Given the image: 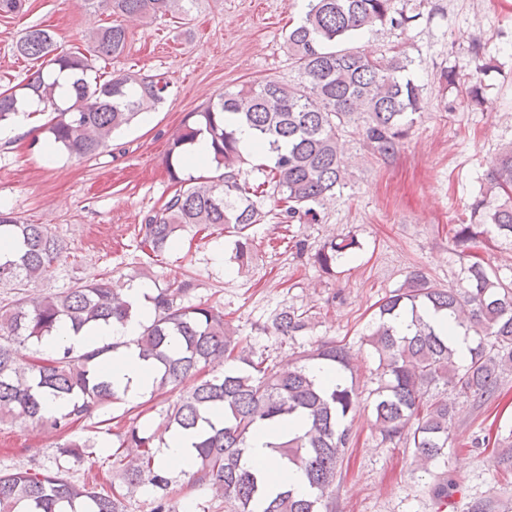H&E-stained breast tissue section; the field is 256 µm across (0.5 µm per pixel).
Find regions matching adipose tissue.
I'll return each mask as SVG.
<instances>
[{"instance_id": "adipose-tissue-1", "label": "adipose tissue", "mask_w": 512, "mask_h": 512, "mask_svg": "<svg viewBox=\"0 0 512 512\" xmlns=\"http://www.w3.org/2000/svg\"><path fill=\"white\" fill-rule=\"evenodd\" d=\"M154 286L147 281L135 283L127 289L125 298L133 307V314L128 321L99 323L98 325L77 333L70 327H60L54 338L44 344L45 352L51 353L61 345H71L75 349L85 350L100 347L114 341H121L122 346L111 351L105 366V373L126 403H140L153 388L154 370L140 359L136 347L131 341L138 336L140 324L151 312L148 297ZM270 433L267 429H259L252 440V448L247 464L258 477L263 478L276 487H292L297 491H305L304 477L297 469L289 467L279 455L268 446Z\"/></svg>"}]
</instances>
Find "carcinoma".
<instances>
[{
  "mask_svg": "<svg viewBox=\"0 0 512 512\" xmlns=\"http://www.w3.org/2000/svg\"><path fill=\"white\" fill-rule=\"evenodd\" d=\"M112 15L168 14L187 16L197 0H88ZM409 20L395 0H308L304 17L288 33V54L298 82L276 79L246 82L226 91L200 112L190 113L173 135L168 149V174L174 194L141 226L140 247L159 257L189 225L224 227L233 238L237 273L249 270L250 229L265 213L257 199L272 194L283 204L275 218L282 224H314L318 208L336 199L347 185L348 165L341 146L344 129L361 122L373 153L394 155L408 139L421 112L423 89L407 77L412 60L405 53L371 55L349 46L378 26L399 27ZM129 34L120 23L101 26L91 35V55L56 52L53 35L36 26L16 42L22 57L38 69L20 86L0 88V123L10 121L17 104L34 98L50 114L42 125L49 139L69 155L88 157L108 146L114 132L139 114L154 110L164 99L168 82L159 74L117 75L89 80L92 59L121 56ZM67 73L70 91L62 96L59 76ZM246 126L267 155L264 180L245 177L246 155L236 128ZM200 135L210 137L212 163L220 174H184L187 146ZM512 246V143L502 148L498 166L480 194L450 228L453 243L472 258L455 287L443 288L418 269L383 297L363 341L375 361L374 427L382 441L412 449L415 461L428 466L448 456L455 407L444 392L453 390L479 406L495 395L502 375L512 372V281L504 282L474 249L487 243L488 229ZM9 234L17 250L0 257V286L27 288L47 272L65 250L51 228L24 224L0 211V235ZM358 248L355 238L323 243L312 255L315 265L331 273ZM188 276L155 289L153 316L132 340L139 356L155 368V389L194 385L166 411L161 433H150L137 418L119 435L120 447L136 448L134 456L112 453L110 491L97 490L86 478L71 480L34 469L0 473V512H124L129 494L142 487L153 492L150 512H171L170 471L157 458L170 429L194 430L191 459L193 482L211 490L225 512H333L332 492L341 476L340 464L352 444L348 416L360 407L351 355L344 344L322 341L299 353L295 362L279 365L243 345L224 322V314L207 304L184 303L194 290ZM123 289L110 278L80 283L61 292L33 297L25 294L0 306V423L24 420L50 431L69 434L74 425L122 397L104 379L107 354L123 343L77 351L63 345L49 358L26 366L14 360L11 345L40 344L57 325L67 323L79 333L100 322H125L131 306ZM431 309L454 319L470 338L468 355L459 358L450 335L438 334L420 311ZM411 315L403 335L394 318ZM310 311L284 306L271 323L259 327L270 336L293 338L305 331ZM320 361L336 371V384L325 385L307 371ZM215 373L207 376V367ZM49 397L68 402L66 411L50 414ZM224 411L215 424L210 413ZM303 422L301 433L267 444L307 480L305 495L291 490L269 493L244 467L252 430L284 419ZM94 444L72 437L57 446L64 462H79ZM457 484L435 476L433 497L447 503Z\"/></svg>",
  "mask_w": 512,
  "mask_h": 512,
  "instance_id": "carcinoma-1",
  "label": "carcinoma"
}]
</instances>
